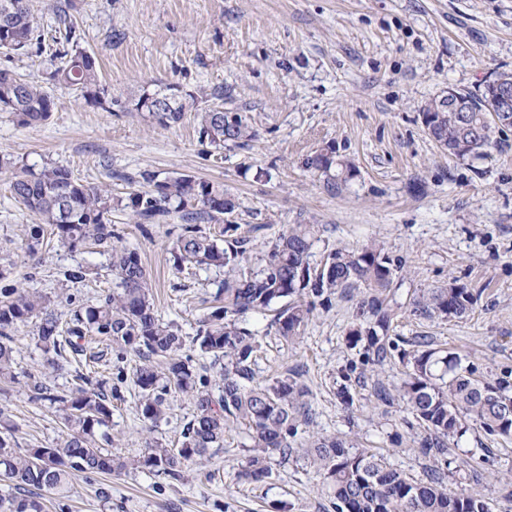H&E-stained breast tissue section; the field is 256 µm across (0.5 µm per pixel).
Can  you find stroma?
<instances>
[{"mask_svg":"<svg viewBox=\"0 0 512 512\" xmlns=\"http://www.w3.org/2000/svg\"><path fill=\"white\" fill-rule=\"evenodd\" d=\"M81 49L119 106L106 112L74 89L49 85L52 66L35 51H1L0 69L48 84L50 118L24 125L0 112V288L46 294L62 322L111 288L109 256L88 245L70 252L25 229L34 216L10 192L16 176L51 166L112 195L119 243L136 250L152 279L158 318L196 334L224 273L175 269L171 245L183 223L171 217L143 233L126 207L143 190L141 172L187 173L223 184L236 203L224 221L250 240V268L291 224L312 227L311 264L335 247L383 245L402 270L388 293V330L397 348L384 365L365 362L349 342L361 291L325 295L294 344H283L270 313L248 315L262 353L255 378L288 375L309 391L310 424L292 438L271 474L239 481L250 454L244 430L188 467L183 480L142 470L72 481L70 512H334L305 450L313 435L336 436L383 453L422 479L433 465L420 452L424 430L396 392L418 337L457 353L476 379L512 384V128L498 129L480 158L449 156L429 136L421 112L449 89L478 91L494 72L512 70V0H72ZM168 86L182 96L224 93V109L246 116L254 136L218 148L192 119L163 128L135 110L143 92ZM332 147L355 176L336 184L306 166ZM466 286L475 296L463 318L412 314L418 288ZM37 320L18 327L14 380H0V419L19 447L53 442L66 428L48 402L32 399L43 374ZM347 385L352 406L336 396ZM392 392L378 401L377 388ZM188 395L170 400L167 422L149 428L132 379L119 385L108 428L112 453L133 456L146 440L180 446L193 414ZM448 487L479 492L492 512H512V437L469 424L449 441Z\"/></svg>","mask_w":512,"mask_h":512,"instance_id":"stroma-1","label":"stroma"}]
</instances>
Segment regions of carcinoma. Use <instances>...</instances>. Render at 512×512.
<instances>
[{
  "instance_id": "carcinoma-1",
  "label": "carcinoma",
  "mask_w": 512,
  "mask_h": 512,
  "mask_svg": "<svg viewBox=\"0 0 512 512\" xmlns=\"http://www.w3.org/2000/svg\"><path fill=\"white\" fill-rule=\"evenodd\" d=\"M45 40L30 0H0V50L24 51L33 44L41 49ZM52 41L58 48L51 59L59 58L63 64L50 72V80L79 90L87 104L106 112L120 105L101 83L95 59L78 48L73 26H65L64 40L54 37ZM498 84L512 87V71L491 75L475 93L454 91L444 112L430 111L429 104L423 108L424 126L448 154L458 159L478 157L491 145L494 129L512 127V112L492 111V92ZM54 106L44 86L0 69V112H12L21 123L30 125L47 121ZM135 109L165 128L179 124L192 112L200 135L221 147L253 137L240 113L215 106L200 108L196 97L179 96L172 87L143 92ZM306 166L325 175L334 167L347 178L355 174L351 163L336 160L331 147L310 157ZM141 178L149 189L132 194L128 203L135 223L145 227L178 216L185 227L172 246L175 263L224 270V280L214 295L224 305L204 318L192 339L201 353L220 364V382L214 389L208 376L194 371L179 329L161 322L155 313L150 277L140 256L114 244L109 192L82 184L63 166L16 177L11 192L35 217L27 236L38 241L48 230L58 246L70 252L89 241L110 250L115 286L94 304L74 311L65 327L48 297L24 288H1L0 378L11 374L15 331L37 317V345L51 372L61 373L70 365L63 355L64 346L78 354L85 350L82 341L101 337L118 361L129 353L138 357L132 379L140 393V414L151 427L167 420L173 392L189 395L194 412L183 427L181 447L149 440L139 454L121 458L99 444L101 439L108 440L105 428L112 419L117 389L107 395L104 381L80 371L67 390L33 381V398L49 402L61 414L67 432L37 448H20L10 436L0 434V482L11 489L0 494V512H44L42 495L32 493L34 489L55 496L59 512H66L68 485L77 475L93 480L131 468L179 481L189 465L202 463L211 449L224 447V433L238 426L245 427L252 448L238 479L257 482L268 477V460L275 454H291L289 438L300 424L308 423L309 392L288 375L255 381L259 344L240 322L249 313H261L286 301L273 324L284 341L293 342L313 312L314 299L362 286L368 295L358 303L350 341L363 344L364 357L374 365L383 364L395 349L387 336L393 313L383 294L392 285L398 266L381 244L333 249L321 266L313 267L309 262L311 228L293 224L278 237L261 267L247 271L250 240L235 235L237 225L224 223V215L235 209L224 186L187 174L159 180L144 172ZM201 222L213 224V230L202 231ZM473 303L472 292L453 281L446 288H423L415 293L412 312L425 318H461ZM158 357L165 361L164 376L154 365ZM399 398L426 432L420 450L428 457L445 455L448 440L463 435L469 420L490 433L512 435L508 387L474 379L425 336L417 341ZM307 453L333 496L336 512H491L479 493L447 487L437 468L431 469L427 480H418L382 455L367 448L352 451L345 441L327 436L316 437Z\"/></svg>"
}]
</instances>
